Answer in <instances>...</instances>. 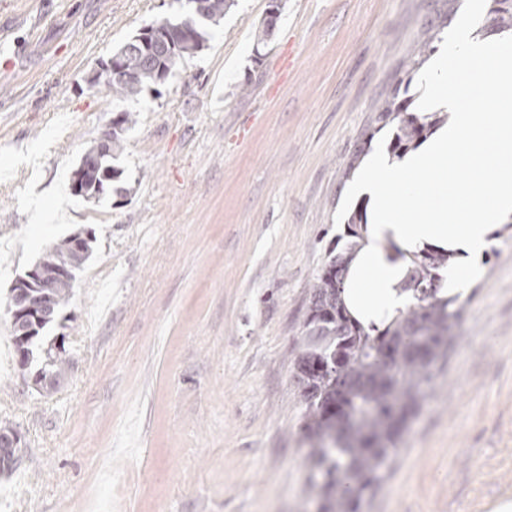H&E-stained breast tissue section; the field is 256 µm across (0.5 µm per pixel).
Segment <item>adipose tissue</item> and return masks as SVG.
Instances as JSON below:
<instances>
[{
  "label": "adipose tissue",
  "instance_id": "obj_1",
  "mask_svg": "<svg viewBox=\"0 0 512 512\" xmlns=\"http://www.w3.org/2000/svg\"><path fill=\"white\" fill-rule=\"evenodd\" d=\"M421 83L420 108L447 109V123L402 157L375 148L347 189L366 203L367 222L342 301L366 327L411 304L404 281L427 252L449 257L439 271L441 296H465L482 275L494 231L512 217V35L490 41L472 17L460 18ZM473 101L480 111L470 109Z\"/></svg>",
  "mask_w": 512,
  "mask_h": 512
}]
</instances>
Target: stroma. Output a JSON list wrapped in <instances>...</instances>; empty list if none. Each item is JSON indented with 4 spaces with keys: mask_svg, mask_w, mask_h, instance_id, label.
<instances>
[{
    "mask_svg": "<svg viewBox=\"0 0 512 512\" xmlns=\"http://www.w3.org/2000/svg\"><path fill=\"white\" fill-rule=\"evenodd\" d=\"M238 0L163 97L132 109L127 197L71 196L112 115L98 59L171 0H0V426L25 451L0 512H306L308 443L293 361L309 285L347 251L345 191L373 106L431 20L461 0ZM94 236L43 334L69 365L39 394L16 357L9 291L46 251ZM428 404L367 512H492L512 499V223Z\"/></svg>",
    "mask_w": 512,
    "mask_h": 512,
    "instance_id": "35a3bbf8",
    "label": "stroma"
}]
</instances>
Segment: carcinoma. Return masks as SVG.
I'll use <instances>...</instances> for the list:
<instances>
[{"instance_id": "1", "label": "carcinoma", "mask_w": 512, "mask_h": 512, "mask_svg": "<svg viewBox=\"0 0 512 512\" xmlns=\"http://www.w3.org/2000/svg\"><path fill=\"white\" fill-rule=\"evenodd\" d=\"M235 2L202 0L197 16L175 7L112 49L115 65L132 78L93 74L90 87L120 103H131L146 90L162 95L160 87L169 75L181 61L204 49L210 30ZM487 2V14L495 24L482 27L480 33L512 34V0ZM156 34L170 36L173 44L143 46V39L151 40ZM273 34L267 21H262L255 61H260ZM433 51L432 38L417 42L402 65L405 75L419 68ZM397 97L395 89L375 111L382 125H393L392 154L399 157L426 139L445 116L417 115L409 111L408 101ZM132 123L131 110L112 111V140L96 162H79L75 171L82 173V190L71 188L73 196L98 202L114 192L127 193L116 186L122 170L115 161ZM91 243L87 240L74 253L69 276L48 296L54 320L69 304L76 272L92 254ZM444 261L430 252L414 258L405 283L414 302L381 329L357 326L345 312L341 299L345 255H329L313 278L293 370L309 442L307 483L317 512H363L366 496L380 487L403 436L427 401L435 370L457 340L460 319L456 299L439 296L438 270Z\"/></svg>"}]
</instances>
